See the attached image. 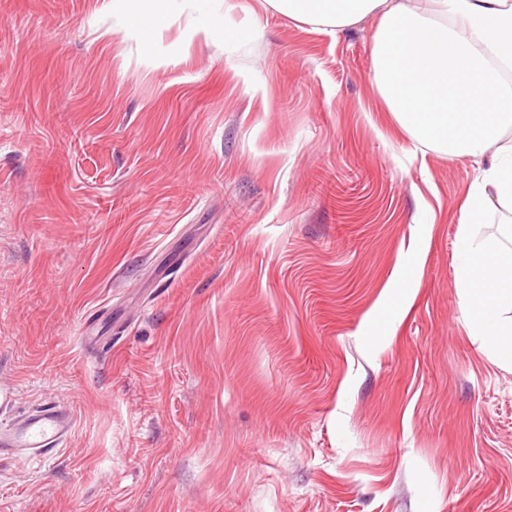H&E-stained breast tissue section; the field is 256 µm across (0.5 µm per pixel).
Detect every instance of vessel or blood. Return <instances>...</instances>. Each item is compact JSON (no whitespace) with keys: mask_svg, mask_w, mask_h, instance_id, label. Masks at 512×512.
Wrapping results in <instances>:
<instances>
[{"mask_svg":"<svg viewBox=\"0 0 512 512\" xmlns=\"http://www.w3.org/2000/svg\"><path fill=\"white\" fill-rule=\"evenodd\" d=\"M74 423L72 410L55 404L19 417L9 429L0 432V460L22 463L43 453L66 438Z\"/></svg>","mask_w":512,"mask_h":512,"instance_id":"obj_1","label":"vessel or blood"}]
</instances>
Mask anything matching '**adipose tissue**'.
Wrapping results in <instances>:
<instances>
[{
	"instance_id": "1",
	"label": "adipose tissue",
	"mask_w": 512,
	"mask_h": 512,
	"mask_svg": "<svg viewBox=\"0 0 512 512\" xmlns=\"http://www.w3.org/2000/svg\"><path fill=\"white\" fill-rule=\"evenodd\" d=\"M129 27L153 34L175 0H114ZM288 17L337 32L377 19L370 80L410 139L479 165L460 207L454 279L481 350L512 367V225L476 229L487 208L512 214V0H267Z\"/></svg>"
}]
</instances>
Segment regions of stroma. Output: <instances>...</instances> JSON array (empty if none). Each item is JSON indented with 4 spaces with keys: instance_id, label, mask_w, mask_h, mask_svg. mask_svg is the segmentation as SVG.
<instances>
[{
    "instance_id": "35a3bbf8",
    "label": "stroma",
    "mask_w": 512,
    "mask_h": 512,
    "mask_svg": "<svg viewBox=\"0 0 512 512\" xmlns=\"http://www.w3.org/2000/svg\"><path fill=\"white\" fill-rule=\"evenodd\" d=\"M175 9L105 39L112 0H0V429L75 414L0 512H512L473 161L392 124L375 17Z\"/></svg>"
}]
</instances>
